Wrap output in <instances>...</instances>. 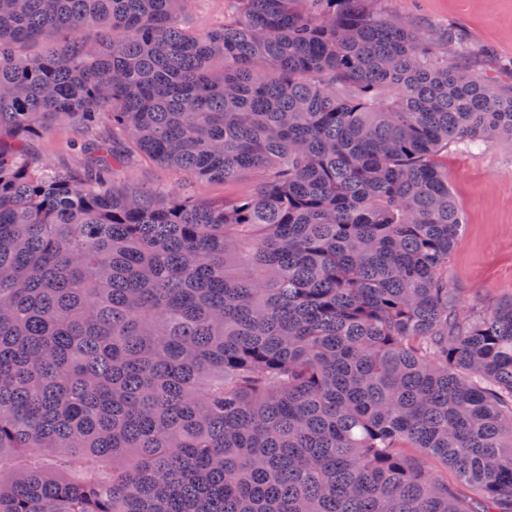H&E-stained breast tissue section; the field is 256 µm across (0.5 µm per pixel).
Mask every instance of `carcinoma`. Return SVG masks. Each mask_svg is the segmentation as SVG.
<instances>
[{"label": "carcinoma", "instance_id": "carcinoma-1", "mask_svg": "<svg viewBox=\"0 0 512 512\" xmlns=\"http://www.w3.org/2000/svg\"><path fill=\"white\" fill-rule=\"evenodd\" d=\"M193 2L0 0V512H512V298L448 283L439 160L512 91L380 0ZM57 123L95 170L29 163ZM223 13L224 0H206L194 3L191 10L183 16V21L196 26H214L219 23ZM119 180L145 184L156 188L160 192L178 190L200 199H218L233 197L246 190L250 179H243L239 185L225 186L220 183L197 182L177 174L172 170L161 168L139 156H130L125 167L120 172Z\"/></svg>", "mask_w": 512, "mask_h": 512}]
</instances>
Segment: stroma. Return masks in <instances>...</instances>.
<instances>
[{"instance_id": "obj_1", "label": "stroma", "mask_w": 512, "mask_h": 512, "mask_svg": "<svg viewBox=\"0 0 512 512\" xmlns=\"http://www.w3.org/2000/svg\"><path fill=\"white\" fill-rule=\"evenodd\" d=\"M387 9L412 19L421 32L436 36L449 59L469 50L473 70H512V0H384ZM106 128L78 131L55 126L28 144L32 165L60 170L82 169L92 162L88 152L73 150L82 141L95 144L109 137ZM448 184L466 217L464 229L448 258V280L461 288L465 306L512 297V141L500 139L478 149L450 147ZM120 180L173 190L201 199L233 197L241 186L199 182L129 157Z\"/></svg>"}]
</instances>
